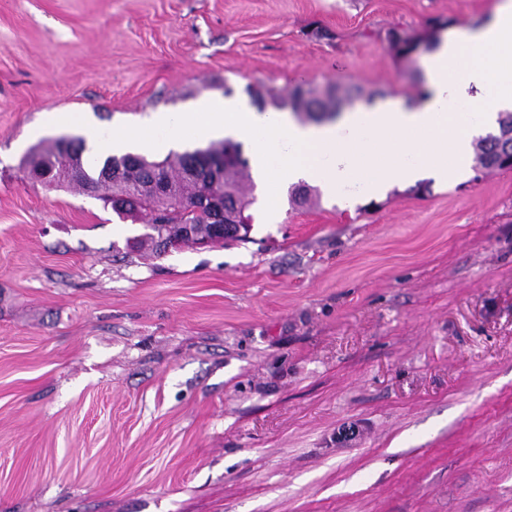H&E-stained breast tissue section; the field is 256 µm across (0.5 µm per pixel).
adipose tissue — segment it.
<instances>
[{"label": "adipose tissue", "instance_id": "ef3b65f1", "mask_svg": "<svg viewBox=\"0 0 512 512\" xmlns=\"http://www.w3.org/2000/svg\"><path fill=\"white\" fill-rule=\"evenodd\" d=\"M428 96L372 106L309 126L290 112L203 99L191 112H156L137 130L100 127L90 140L115 152L175 149L201 138L243 140L267 200L308 183L326 197L382 196L396 184L444 183L465 172L474 137L512 110V0L479 26L441 34L427 55Z\"/></svg>", "mask_w": 512, "mask_h": 512}]
</instances>
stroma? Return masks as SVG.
Returning <instances> with one entry per match:
<instances>
[{"label": "stroma", "instance_id": "obj_1", "mask_svg": "<svg viewBox=\"0 0 512 512\" xmlns=\"http://www.w3.org/2000/svg\"><path fill=\"white\" fill-rule=\"evenodd\" d=\"M497 2L0 0V512H512V169L154 257L19 167L47 112L423 99L388 33ZM339 100L336 87L321 92L313 89L302 90L296 86L287 96L270 92L267 99L261 98L259 109L264 110L267 105L276 109L288 107L297 116L319 122L336 116Z\"/></svg>", "mask_w": 512, "mask_h": 512}]
</instances>
